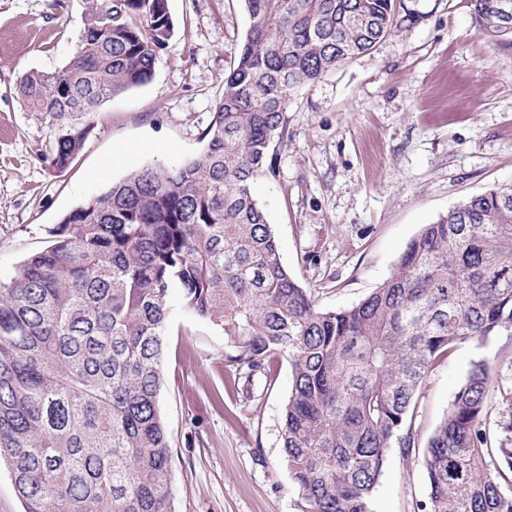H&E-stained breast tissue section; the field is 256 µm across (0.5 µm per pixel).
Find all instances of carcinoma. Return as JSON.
Here are the masks:
<instances>
[{
    "mask_svg": "<svg viewBox=\"0 0 512 512\" xmlns=\"http://www.w3.org/2000/svg\"><path fill=\"white\" fill-rule=\"evenodd\" d=\"M248 29L202 139L175 167L128 174L64 214L51 245L0 286V461L24 512H175L159 411L171 313L219 326L248 375L288 359L283 454L300 512H371L391 449L416 451L418 389L452 347L512 327V186L425 225L363 301L319 308L290 274L254 180L276 170L283 113L300 88L414 25L418 0H243ZM503 0H471L492 41L512 42ZM85 0L62 72L18 93L61 124L51 163H72L91 115L148 83L175 31L168 0ZM472 365L429 438L424 512H512V393Z\"/></svg>",
    "mask_w": 512,
    "mask_h": 512,
    "instance_id": "1",
    "label": "carcinoma"
}]
</instances>
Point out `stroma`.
I'll list each match as a JSON object with an SVG mask.
<instances>
[{
  "label": "stroma",
  "instance_id": "1",
  "mask_svg": "<svg viewBox=\"0 0 512 512\" xmlns=\"http://www.w3.org/2000/svg\"><path fill=\"white\" fill-rule=\"evenodd\" d=\"M175 35L150 82L86 119L65 169L47 156L60 125L27 108L17 84L61 71L84 0H0V283L50 244L49 230L131 171L175 166L202 133L248 28L242 0H169ZM424 16L299 89L284 114L277 172L253 185L289 271L318 307L357 304L392 272L424 225L496 184H512V44L477 30L470 0H422ZM160 413L172 447L175 512H299L282 453L286 360L239 375L223 331L183 311L171 290ZM512 387V333L455 346L422 383L410 459L391 451L371 512H417L428 496L420 454L476 361Z\"/></svg>",
  "mask_w": 512,
  "mask_h": 512
}]
</instances>
